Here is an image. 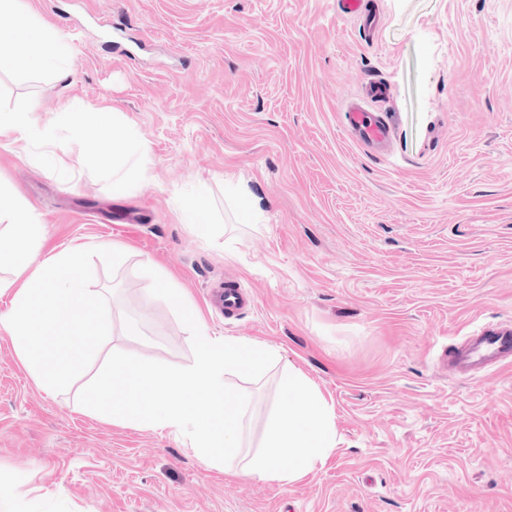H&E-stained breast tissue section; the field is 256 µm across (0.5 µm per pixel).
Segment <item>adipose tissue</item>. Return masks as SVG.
I'll return each instance as SVG.
<instances>
[{"instance_id":"ef3b65f1","label":"adipose tissue","mask_w":512,"mask_h":512,"mask_svg":"<svg viewBox=\"0 0 512 512\" xmlns=\"http://www.w3.org/2000/svg\"><path fill=\"white\" fill-rule=\"evenodd\" d=\"M0 14L15 19L8 29H0V70L10 71L16 80L26 81L34 73L54 70L70 58L67 42L56 30L45 25L31 0H0ZM81 104L70 103L63 111L61 128L74 143L97 144L93 153H78L72 175L109 172L112 191L125 193L147 172V151L133 132L123 131V116L117 110L99 109L92 120H84ZM0 139L15 145L32 161L48 160V141L30 117L28 109L0 110Z\"/></svg>"}]
</instances>
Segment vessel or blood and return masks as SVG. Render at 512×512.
I'll return each instance as SVG.
<instances>
[{
    "mask_svg": "<svg viewBox=\"0 0 512 512\" xmlns=\"http://www.w3.org/2000/svg\"><path fill=\"white\" fill-rule=\"evenodd\" d=\"M337 6L343 15L360 21L365 35L369 36L377 31L379 19L367 10L365 0H337ZM385 95L384 84L373 80L368 85L367 98L351 97L341 103L345 132L356 144L372 154L388 149L396 129L394 115L379 111L376 107L377 102ZM207 299L212 306L223 310L228 318L237 316L252 304L250 296L231 279L225 280L223 287L211 290ZM510 359L512 328L491 326L481 329L447 355L444 369L452 376L466 375L503 365Z\"/></svg>",
    "mask_w": 512,
    "mask_h": 512,
    "instance_id": "obj_1",
    "label": "vessel or blood"
}]
</instances>
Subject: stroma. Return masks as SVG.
<instances>
[{"label":"stroma","mask_w":512,"mask_h":512,"mask_svg":"<svg viewBox=\"0 0 512 512\" xmlns=\"http://www.w3.org/2000/svg\"><path fill=\"white\" fill-rule=\"evenodd\" d=\"M74 51L71 74L19 83L0 109L38 125L75 101L123 112L147 174L114 195L69 182L77 147L35 167L0 143V182L33 206L42 256L71 243L128 251L95 290L117 302L107 341L64 392L40 389L0 330V494L15 512H512V365L487 380L438 358L489 324L512 325V0H365L372 39L337 0H32ZM385 81L390 149L367 154L338 110ZM261 201L237 221L233 183ZM204 193L207 234L179 220ZM165 273L211 335L277 348L259 383L230 376L256 411L284 368L334 405L341 443L290 485L208 466L188 438L91 416L80 390L110 353L184 367L172 307L144 291ZM232 277L254 305L224 318L206 294ZM147 314L140 336L125 319Z\"/></svg>","instance_id":"stroma-1"}]
</instances>
